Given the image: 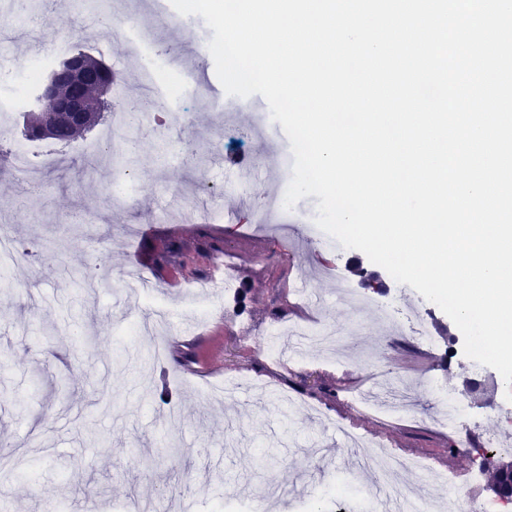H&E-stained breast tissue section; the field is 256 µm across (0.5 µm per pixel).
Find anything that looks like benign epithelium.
I'll use <instances>...</instances> for the list:
<instances>
[{"label": "benign epithelium", "mask_w": 512, "mask_h": 512, "mask_svg": "<svg viewBox=\"0 0 512 512\" xmlns=\"http://www.w3.org/2000/svg\"><path fill=\"white\" fill-rule=\"evenodd\" d=\"M114 81L112 69L93 55L78 52L60 59L34 94L35 108L25 114L24 133L69 143L75 132L99 122L102 113L93 95L105 97ZM479 467L496 471L512 485V458L484 452Z\"/></svg>", "instance_id": "benign-epithelium-1"}]
</instances>
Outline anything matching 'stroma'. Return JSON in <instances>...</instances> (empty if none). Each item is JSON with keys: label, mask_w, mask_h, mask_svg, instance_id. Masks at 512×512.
Here are the masks:
<instances>
[{"label": "stroma", "mask_w": 512, "mask_h": 512, "mask_svg": "<svg viewBox=\"0 0 512 512\" xmlns=\"http://www.w3.org/2000/svg\"><path fill=\"white\" fill-rule=\"evenodd\" d=\"M137 15L160 50L188 59L206 101L192 102L191 128L152 125L128 129L124 151L104 147L109 168L132 172L138 196L113 203L100 171L58 179L51 169L10 172L6 162L23 138L14 114L0 134V231L16 250L8 269L10 294L0 293V455L22 457V468L0 473L5 512H141L149 502L162 512H234L240 499L264 512H302L320 498L323 512H349L375 496L381 477L355 467L356 454L337 433L345 425L363 440L427 470L394 478L402 497L422 488L446 498L440 475L469 488L493 512H512L488 490L475 459L486 433L512 435L503 420L505 387L490 406L472 405L480 431L443 425L438 397L467 400L468 358L445 359L454 322L436 311L426 324L428 343L408 331L357 316L345 304L362 291L364 274L386 285L374 301L396 309L399 296L421 302L356 249L336 252L328 240H310L301 227L259 228L250 221L263 198L280 193L292 177L280 154L286 134L254 137L267 101L223 106L213 58L197 54L212 29L195 17L193 31L161 28L149 0H0V55L22 73L37 50L69 35V52L102 57L117 71L125 95L110 92L111 109L150 98L142 70L104 51L92 14ZM239 189L224 187L227 179ZM193 204L224 199L210 228L224 237L220 261L205 278L231 277L234 293L219 300L198 295L194 276L158 272L147 244L169 235L191 237L196 224L160 207L172 195ZM274 323L336 326L345 330L343 367L319 349L284 358ZM401 377L412 407L388 416L358 405L355 394L375 371ZM238 383L229 398L205 388Z\"/></svg>", "instance_id": "1"}]
</instances>
